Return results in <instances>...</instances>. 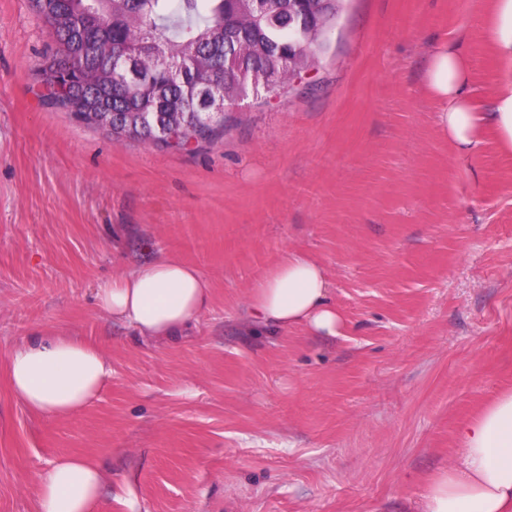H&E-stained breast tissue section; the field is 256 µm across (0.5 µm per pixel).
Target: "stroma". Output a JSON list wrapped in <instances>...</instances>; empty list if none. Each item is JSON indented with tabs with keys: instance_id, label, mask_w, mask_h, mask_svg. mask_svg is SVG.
<instances>
[{
	"instance_id": "35a3bbf8",
	"label": "stroma",
	"mask_w": 512,
	"mask_h": 512,
	"mask_svg": "<svg viewBox=\"0 0 512 512\" xmlns=\"http://www.w3.org/2000/svg\"><path fill=\"white\" fill-rule=\"evenodd\" d=\"M490 0H346L309 76L245 99L185 149L114 139L49 105L60 45L0 0V512H35L64 455L104 472L97 512H414L459 430L512 392V151L459 155L425 84L457 38L488 107ZM326 267L338 336L269 335L248 291L285 252ZM162 257L210 280L172 340L95 302ZM35 333L98 346L111 372L65 418L7 375Z\"/></svg>"
}]
</instances>
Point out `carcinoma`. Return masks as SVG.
I'll return each mask as SVG.
<instances>
[{
  "label": "carcinoma",
  "instance_id": "cac0c4a2",
  "mask_svg": "<svg viewBox=\"0 0 512 512\" xmlns=\"http://www.w3.org/2000/svg\"><path fill=\"white\" fill-rule=\"evenodd\" d=\"M289 0H31L36 15L55 27L63 54L43 63L48 103L99 127L112 111V135L169 145L217 133L205 123L214 93L223 111L237 95L278 94L288 80V53L318 59L324 50L315 3L288 16ZM125 66L94 86L88 75L108 57Z\"/></svg>",
  "mask_w": 512,
  "mask_h": 512
}]
</instances>
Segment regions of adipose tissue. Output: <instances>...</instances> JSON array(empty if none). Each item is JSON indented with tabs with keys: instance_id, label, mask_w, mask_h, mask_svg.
Masks as SVG:
<instances>
[{
	"instance_id": "obj_1",
	"label": "adipose tissue",
	"mask_w": 512,
	"mask_h": 512,
	"mask_svg": "<svg viewBox=\"0 0 512 512\" xmlns=\"http://www.w3.org/2000/svg\"><path fill=\"white\" fill-rule=\"evenodd\" d=\"M487 41L498 69L489 111H481L469 89L470 63L459 46L432 51L425 80L437 104L438 123L464 155L489 126L512 148V0H491ZM98 307L138 336H176L208 310L209 281L194 267L172 258L144 263L113 275L96 291ZM252 322L275 332L303 327L339 335L342 318L330 300L323 265L302 254L280 257L249 292ZM110 368L93 344L67 336H34L9 357L15 394L28 408L60 418L90 405ZM459 465L435 481L421 512H512V392L499 396L460 430ZM104 474L79 457H61L41 472L36 512H95Z\"/></svg>"
}]
</instances>
